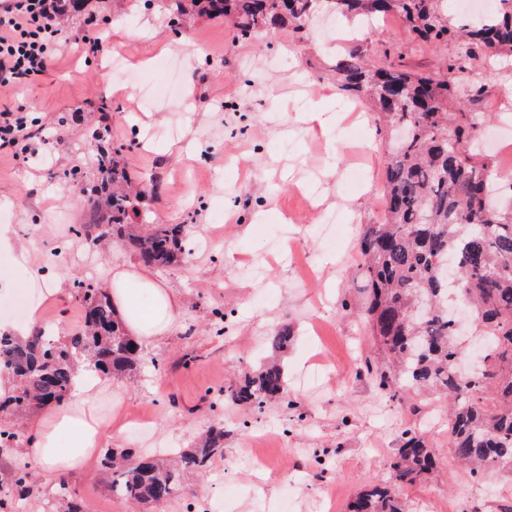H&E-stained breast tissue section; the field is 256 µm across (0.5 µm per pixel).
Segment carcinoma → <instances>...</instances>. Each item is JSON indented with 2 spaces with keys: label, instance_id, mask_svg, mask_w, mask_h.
Returning <instances> with one entry per match:
<instances>
[{
  "label": "carcinoma",
  "instance_id": "cac0c4a2",
  "mask_svg": "<svg viewBox=\"0 0 512 512\" xmlns=\"http://www.w3.org/2000/svg\"><path fill=\"white\" fill-rule=\"evenodd\" d=\"M177 24L193 15L224 16L243 38L260 28L289 27L303 38L305 24L331 14L352 24L398 18L422 43L453 41L457 59L444 73L408 71L384 51L376 62L351 48L336 59L342 95L369 105L385 144L397 130L404 140L388 149L384 213L362 225L358 258L368 277L365 326L374 345L357 370L379 391L402 402L428 391L448 401V448L473 476L512 473V192L490 183L491 156L471 150L483 133L469 108L486 90L474 81V61L512 54V0H498L491 22L454 20L448 0H172ZM122 149L98 147V199L75 234L117 239L144 264L166 269L183 261L185 224L132 223L140 192L128 185ZM75 299L85 307V331L60 342L42 330L26 340L0 335V366L18 387L0 413L66 402L78 367L130 377L142 349L123 330L104 288L80 280ZM292 331L266 338L281 353ZM224 401L261 407L284 399L281 364L267 362L223 389ZM224 423L212 425L168 461L152 451L108 452L102 471L112 494L138 504L171 499L188 473H200L224 454ZM438 459L429 436L402 432L390 477L369 482L347 512H406L401 488L425 479ZM21 500L40 493L31 467L17 464L5 484Z\"/></svg>",
  "mask_w": 512,
  "mask_h": 512
}]
</instances>
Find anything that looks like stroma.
I'll return each mask as SVG.
<instances>
[{
	"label": "stroma",
	"instance_id": "obj_1",
	"mask_svg": "<svg viewBox=\"0 0 512 512\" xmlns=\"http://www.w3.org/2000/svg\"><path fill=\"white\" fill-rule=\"evenodd\" d=\"M170 3L80 0L59 36L62 55L37 82L0 97V107H25L34 133L28 162L0 154V222L35 262L55 263L62 292L42 310L58 340L84 327L74 280L101 284L110 268L138 262L120 242L71 233L96 196L100 125L144 191L147 222L188 227L185 263L154 273L182 302L177 325L145 345L133 381L113 379L131 427L107 445L184 448L220 421L224 453L147 512H344L368 481L388 479L409 427L428 431L439 464L404 486L407 512H512V475L476 480L453 462L441 402L398 403L344 371L371 346L358 317L366 280L357 240L381 217L386 154L369 110L339 109L330 24L313 21L302 41L286 28L244 40L223 18L196 17L181 36L168 24ZM94 30L107 35L99 55L83 49ZM386 40L415 73L454 54L450 43H417L394 17L358 37L372 58ZM117 56L145 97L129 85L113 92ZM315 108L319 128L304 120ZM72 168L85 172L83 194L63 177ZM218 310L228 315L221 335ZM283 324L295 334L283 357L292 409L216 405L218 391L268 355L265 338ZM67 482L83 512H138L97 474Z\"/></svg>",
	"mask_w": 512,
	"mask_h": 512
}]
</instances>
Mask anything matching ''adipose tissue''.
I'll return each mask as SVG.
<instances>
[{"instance_id":"1","label":"adipose tissue","mask_w":512,"mask_h":512,"mask_svg":"<svg viewBox=\"0 0 512 512\" xmlns=\"http://www.w3.org/2000/svg\"><path fill=\"white\" fill-rule=\"evenodd\" d=\"M117 320L137 344L170 332L181 308L177 294L145 268H114L106 280ZM106 375L79 370L72 398L47 403L28 423L24 454L45 476L93 472L113 428H125L120 411L103 412L111 399Z\"/></svg>"}]
</instances>
